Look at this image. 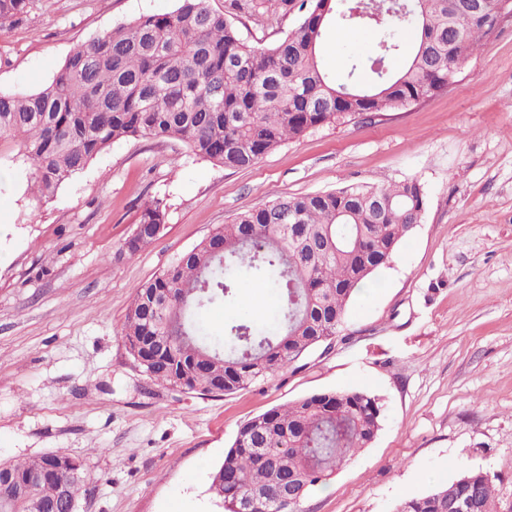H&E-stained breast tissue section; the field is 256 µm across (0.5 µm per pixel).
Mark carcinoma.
I'll use <instances>...</instances> for the list:
<instances>
[{"mask_svg": "<svg viewBox=\"0 0 512 512\" xmlns=\"http://www.w3.org/2000/svg\"><path fill=\"white\" fill-rule=\"evenodd\" d=\"M32 0H0V28L25 17ZM231 0L267 24L299 9L298 25L269 47L246 44L207 0H180L174 11L142 15L78 45L53 78L28 93L0 91V135L20 139L33 165L31 191L51 197L110 145L128 138H173L199 159L246 169L288 141L365 112H399L448 90L463 62L500 25L512 0ZM369 29L375 50L350 55L345 78L322 62L331 22ZM411 27L415 38L400 39ZM404 57L397 69L390 61ZM426 189L417 179L387 186L350 184L283 195L214 228L189 252L142 284L119 336L151 379L200 395L250 387L332 347L355 291L388 266L421 222ZM158 202L145 206L142 232L125 243L134 255L164 224ZM247 274L279 295L273 321L235 319L220 333L203 323L226 306ZM381 429L375 397L360 391L315 393L274 406L244 423L212 488L224 512L246 501L252 512H304L287 499L266 463L280 458L302 498L369 446ZM49 455L0 463V486L45 473L35 495L44 512H62L68 472ZM473 494L497 512L485 472L461 466L434 490L396 512H448V498Z\"/></svg>", "mask_w": 512, "mask_h": 512, "instance_id": "1", "label": "carcinoma"}]
</instances>
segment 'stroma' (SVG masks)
<instances>
[{
  "mask_svg": "<svg viewBox=\"0 0 512 512\" xmlns=\"http://www.w3.org/2000/svg\"><path fill=\"white\" fill-rule=\"evenodd\" d=\"M269 45L300 12L263 27ZM178 0H33L0 32V90L35 91L78 44ZM325 63L343 76L371 34L331 25ZM18 138L0 136V462L63 452L86 492L78 512H223L210 490L251 417L318 392L378 397L381 429L309 497V512H395L454 478H494L512 506V21L448 91L401 112H367L288 141L247 169L193 157L173 138L111 145L49 199L27 190ZM407 178L427 190L420 224L352 301L327 351L233 395L183 393L137 367L118 332L137 288L215 227L282 195ZM166 211L155 241L122 248L146 203ZM277 293L242 278L235 304L205 317L268 318Z\"/></svg>",
  "mask_w": 512,
  "mask_h": 512,
  "instance_id": "stroma-1",
  "label": "stroma"
}]
</instances>
